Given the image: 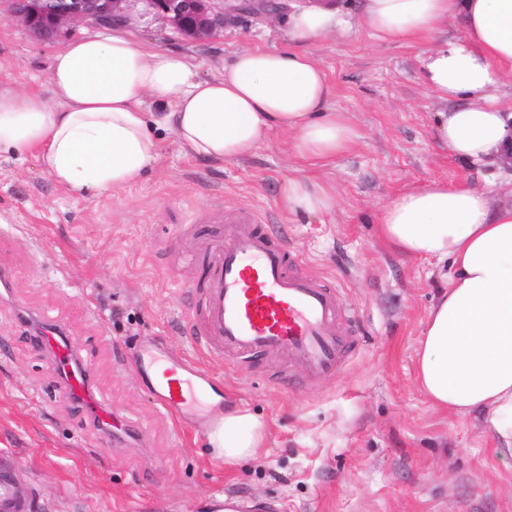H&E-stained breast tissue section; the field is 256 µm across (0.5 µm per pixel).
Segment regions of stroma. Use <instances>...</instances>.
Wrapping results in <instances>:
<instances>
[{
  "mask_svg": "<svg viewBox=\"0 0 512 512\" xmlns=\"http://www.w3.org/2000/svg\"><path fill=\"white\" fill-rule=\"evenodd\" d=\"M262 12L226 0L224 28L202 39L130 0L126 26L144 44L186 56L198 76L216 74L244 47L284 48L286 4ZM66 37L39 38L0 9V83L48 95V72ZM360 137L331 161H303L285 137L245 160L216 165L166 136L143 177L99 194L56 184L31 154L0 156V456L15 463L31 512H210L227 495L265 512H512V472L492 455L482 418L435 408L415 382L422 323L448 265L400 255L377 235L381 206L433 180L482 182L484 170L439 146L441 105L424 86L417 43L390 44L363 31L309 42ZM301 175L332 187L334 211L285 212L280 187ZM222 204L225 218L250 208L286 226L303 269L335 288L340 335L353 344L340 371L318 376L286 355L214 360L194 346L182 311L202 270L182 234ZM57 325L94 368L96 399L118 429L83 417L47 355L34 347ZM161 343L218 374L228 407L268 423L265 448L229 465L207 436L161 411L124 346Z\"/></svg>",
  "mask_w": 512,
  "mask_h": 512,
  "instance_id": "1",
  "label": "stroma"
}]
</instances>
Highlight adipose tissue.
Wrapping results in <instances>:
<instances>
[{"label":"adipose tissue","instance_id":"1","mask_svg":"<svg viewBox=\"0 0 512 512\" xmlns=\"http://www.w3.org/2000/svg\"><path fill=\"white\" fill-rule=\"evenodd\" d=\"M456 18L462 35L446 37ZM355 27L382 42L422 43V81L442 104L436 136L450 155L512 163V105L499 96L512 74V0H364L354 17L336 0H295L291 47L238 50L208 78L124 28L87 32L55 55L51 98L0 87V156L36 154L76 193L138 181L167 131L214 163L247 159L280 134L299 158H336L358 132L349 113L332 109L333 87L304 44ZM148 98L157 111H145ZM280 201L290 213L315 215L333 210L336 195L290 177ZM377 231L403 254L449 263L448 287L424 321L415 380L435 406L486 414L498 442L493 454L511 470L512 204H500L487 186L433 181L383 205ZM266 429L261 416L231 408L208 442L234 463L258 453Z\"/></svg>","mask_w":512,"mask_h":512}]
</instances>
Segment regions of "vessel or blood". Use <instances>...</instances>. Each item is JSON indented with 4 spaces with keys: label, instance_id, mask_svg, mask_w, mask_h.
<instances>
[{
    "label": "vessel or blood",
    "instance_id": "obj_1",
    "mask_svg": "<svg viewBox=\"0 0 512 512\" xmlns=\"http://www.w3.org/2000/svg\"><path fill=\"white\" fill-rule=\"evenodd\" d=\"M208 221L218 230L198 248L206 279L184 317L194 344L214 359L228 352L245 361L284 354L314 374H336L350 343L336 329L340 310L335 292L318 275L296 271L297 257L287 239L266 228L259 212L246 210L228 222L219 209ZM39 342L53 356L67 395L96 421L111 426V409L91 392L92 369L77 362L70 342L51 326ZM123 359L135 365L162 409L187 416L199 431L220 423L222 377L150 341H138ZM26 510L11 481L0 475V512Z\"/></svg>",
    "mask_w": 512,
    "mask_h": 512
}]
</instances>
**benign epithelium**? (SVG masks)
Listing matches in <instances>:
<instances>
[{
    "instance_id": "7a95c632",
    "label": "benign epithelium",
    "mask_w": 512,
    "mask_h": 512,
    "mask_svg": "<svg viewBox=\"0 0 512 512\" xmlns=\"http://www.w3.org/2000/svg\"><path fill=\"white\" fill-rule=\"evenodd\" d=\"M129 0H8V8L44 39H52L75 23L110 27L127 21ZM165 15L191 38L210 35L224 25V13L214 9L216 0H142Z\"/></svg>"
}]
</instances>
